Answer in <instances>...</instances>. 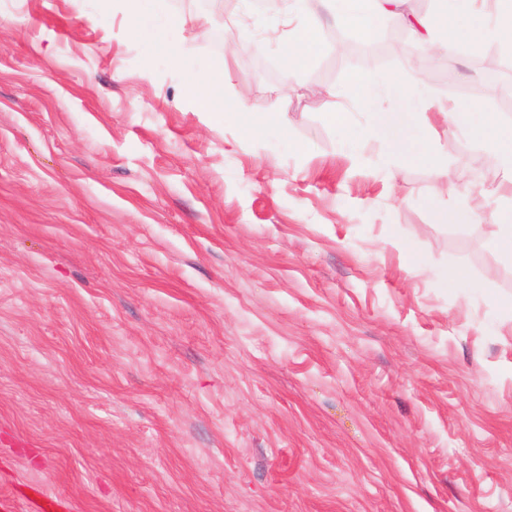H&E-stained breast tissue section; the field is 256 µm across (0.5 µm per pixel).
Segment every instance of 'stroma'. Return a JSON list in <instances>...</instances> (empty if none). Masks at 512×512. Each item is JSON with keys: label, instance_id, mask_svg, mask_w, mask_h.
<instances>
[{"label": "stroma", "instance_id": "35a3bbf8", "mask_svg": "<svg viewBox=\"0 0 512 512\" xmlns=\"http://www.w3.org/2000/svg\"><path fill=\"white\" fill-rule=\"evenodd\" d=\"M163 0L130 36L104 0H0V500L33 512H512V264L488 146H354L416 89L512 123L483 66L434 73L334 0ZM322 48L288 45L310 16ZM223 71L250 123H207ZM404 93L340 96L353 74ZM288 114L287 130L262 122ZM469 203L466 224L435 213ZM497 267L486 278L488 267ZM451 269L461 281L447 280ZM224 84L223 73L206 76L200 82L193 95V103L196 109L204 114L211 124H223L227 114H236L243 121L247 120V112L244 102L240 98H233L225 101L224 106L219 105L215 99V92L222 89ZM225 112V113H224ZM493 248L498 256L509 263L512 262V198L510 197V209L507 207L501 211L496 231L492 241Z\"/></svg>", "mask_w": 512, "mask_h": 512}]
</instances>
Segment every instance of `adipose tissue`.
Instances as JSON below:
<instances>
[{
  "label": "adipose tissue",
  "instance_id": "1",
  "mask_svg": "<svg viewBox=\"0 0 512 512\" xmlns=\"http://www.w3.org/2000/svg\"><path fill=\"white\" fill-rule=\"evenodd\" d=\"M336 4L346 23L369 34L382 15L399 7L400 0H336ZM401 19L420 36L446 29L444 46L449 50L494 41L512 51V0H479L477 5L463 12L451 7L441 15L405 13ZM223 84V74L206 76L193 95L196 109L212 124L223 123L227 114L239 115L244 111V102L239 98L222 105L217 103L215 93ZM436 122L452 129H465L472 139L490 145L503 182L512 185V123L502 122L486 112L473 111L469 105L431 101L417 91L408 98L406 111L390 113L376 134L391 152L409 160L417 158L419 140Z\"/></svg>",
  "mask_w": 512,
  "mask_h": 512
}]
</instances>
